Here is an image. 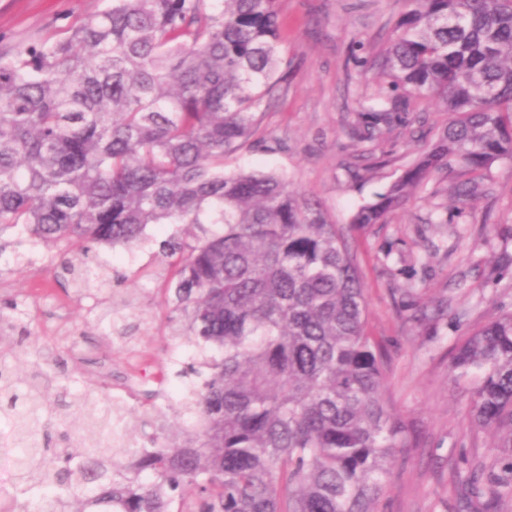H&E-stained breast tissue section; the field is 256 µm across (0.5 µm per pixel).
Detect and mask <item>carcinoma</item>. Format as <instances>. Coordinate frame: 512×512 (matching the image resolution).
I'll return each instance as SVG.
<instances>
[{"label":"carcinoma","instance_id":"carcinoma-1","mask_svg":"<svg viewBox=\"0 0 512 512\" xmlns=\"http://www.w3.org/2000/svg\"><path fill=\"white\" fill-rule=\"evenodd\" d=\"M366 70L378 79L352 134L374 142L419 120L448 123L351 223L383 224L453 166L484 178L512 161V0H406ZM288 93L279 0H112L62 39L0 50V233L23 228L54 252L76 292L106 279L70 247L131 248L150 224L172 268L167 327L201 351V389L135 416L160 435L123 458L108 435L128 409L89 394L74 438L69 386L0 349V411L27 447L0 512H379L397 453L418 446L387 400L390 359L342 229L276 171H224ZM109 327L127 335L112 308ZM449 370L475 378L470 417L497 436L464 457L458 512L512 507V313L456 345ZM199 417L175 430L168 412Z\"/></svg>","mask_w":512,"mask_h":512}]
</instances>
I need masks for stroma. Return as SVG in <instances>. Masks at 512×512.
I'll use <instances>...</instances> for the list:
<instances>
[{"label":"stroma","mask_w":512,"mask_h":512,"mask_svg":"<svg viewBox=\"0 0 512 512\" xmlns=\"http://www.w3.org/2000/svg\"><path fill=\"white\" fill-rule=\"evenodd\" d=\"M109 0H0V47L60 38ZM283 49L293 69L287 96L268 112L263 127L281 143L274 153L245 151L227 170L276 171L294 188L319 198L343 228L368 301L369 329L391 359L387 395L401 419L421 437L419 448L399 457L382 512H456L454 467L461 457L489 456L494 437L469 418L471 380L448 369L457 342L489 319L512 312V162L496 163L479 198L465 209L456 187L471 175L452 167L419 188L383 224L352 228L350 217L399 176L423 150L422 133L448 121L447 113L422 107L419 122L397 126L372 151L374 165L350 128L361 97L375 91L353 58L371 57L386 41L404 9L402 0H279ZM176 225H151L135 247L99 246L91 267L106 274L103 293L77 295L68 275L49 266L46 247H34L14 228L0 234V304H20L17 318L28 334L22 358L51 353L64 359L70 390L105 388L127 409L165 405L196 384L187 369L194 345L168 334L165 288L168 266L159 243ZM396 288H415L424 305L444 300L448 309L421 325L399 314ZM133 298L149 324L130 318L129 345H108L101 319L106 300ZM145 377L124 393L131 362Z\"/></svg>","instance_id":"35a3bbf8"}]
</instances>
